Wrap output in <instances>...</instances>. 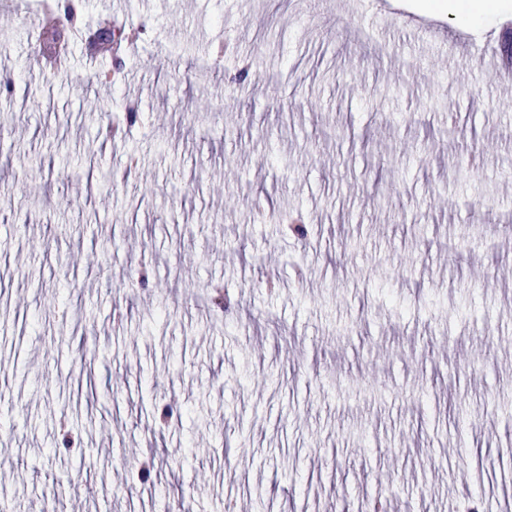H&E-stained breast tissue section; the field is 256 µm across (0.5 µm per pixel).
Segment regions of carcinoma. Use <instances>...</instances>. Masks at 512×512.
<instances>
[{
  "instance_id": "cac0c4a2",
  "label": "carcinoma",
  "mask_w": 512,
  "mask_h": 512,
  "mask_svg": "<svg viewBox=\"0 0 512 512\" xmlns=\"http://www.w3.org/2000/svg\"><path fill=\"white\" fill-rule=\"evenodd\" d=\"M146 27L116 26L103 18L91 25L84 19L82 0H57L46 6L38 30V43L42 54L48 58L59 56L65 48L81 40L85 49L108 60H115L121 48L131 47L143 39Z\"/></svg>"
}]
</instances>
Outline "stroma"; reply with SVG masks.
<instances>
[{
  "label": "stroma",
  "instance_id": "35a3bbf8",
  "mask_svg": "<svg viewBox=\"0 0 512 512\" xmlns=\"http://www.w3.org/2000/svg\"><path fill=\"white\" fill-rule=\"evenodd\" d=\"M87 2L148 27L107 85L80 49L40 62L36 0L0 10V493L512 512V91L491 68L512 14ZM145 459L149 481H114Z\"/></svg>",
  "mask_w": 512,
  "mask_h": 512
}]
</instances>
